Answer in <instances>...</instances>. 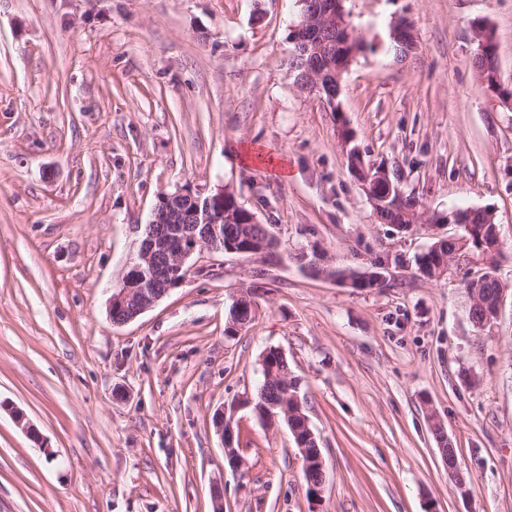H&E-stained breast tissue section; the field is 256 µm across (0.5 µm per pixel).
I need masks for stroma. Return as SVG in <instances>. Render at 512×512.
Returning <instances> with one entry per match:
<instances>
[{"label": "stroma", "instance_id": "stroma-1", "mask_svg": "<svg viewBox=\"0 0 512 512\" xmlns=\"http://www.w3.org/2000/svg\"><path fill=\"white\" fill-rule=\"evenodd\" d=\"M343 6L378 47L336 114L294 84L298 0H0V512H212L217 485L224 512H512V298L477 329L480 265L428 278L414 262L459 225L378 223L336 132L425 215L492 210L512 289V110L471 66L489 25L512 85V0ZM401 17L407 59L389 46ZM248 147L265 162L244 164ZM186 184L233 191L276 249L195 254L179 288L112 324L154 206ZM304 251L391 284L312 274ZM243 293L256 316L226 335ZM272 348L325 460L317 497L285 423L236 411V469L213 424ZM335 273L339 274L343 280L350 279L352 281V286L350 288L359 290L380 288L379 286L387 285L390 281V275L386 271L381 272L378 270H372L367 273V277H369L374 284L378 285L376 287H374L370 281L365 282L362 279L365 272L361 273L354 269H343L335 271Z\"/></svg>", "mask_w": 512, "mask_h": 512}]
</instances>
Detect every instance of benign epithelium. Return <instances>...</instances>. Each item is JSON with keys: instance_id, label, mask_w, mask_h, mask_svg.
I'll return each instance as SVG.
<instances>
[{"instance_id": "7a95c632", "label": "benign epithelium", "mask_w": 512, "mask_h": 512, "mask_svg": "<svg viewBox=\"0 0 512 512\" xmlns=\"http://www.w3.org/2000/svg\"><path fill=\"white\" fill-rule=\"evenodd\" d=\"M346 12L343 0H319L317 7L300 14L298 23L292 27L296 36L292 43L303 44L308 52H319L317 43L311 41L306 30L314 25L343 30L346 28ZM391 38L405 40L408 43L407 54L417 49L414 30L404 20H398L391 29ZM354 57L350 56L336 66V72L328 77H316L315 92L332 111L340 109L338 96L343 73L348 69ZM481 85L495 95L500 103L512 110V88L501 82L499 68L477 71ZM349 154L356 156L352 175L362 185L373 209L381 207L396 210L404 194L394 183L386 169L365 164L358 149ZM224 223V189L205 193L200 189L184 186L159 197L150 223L145 225L143 242L140 244L136 259L126 266L120 285L113 289L109 303V318L115 325H124L133 321L146 310L154 306L171 290L181 286L188 273L187 261L204 249L213 253H222L224 247L214 238L219 235V225ZM459 245V252L469 254L482 266L496 263L502 250L501 240L492 245L485 241L470 243L467 239L453 238ZM230 254L235 250L226 251ZM507 297L506 289H501L492 308L485 310L481 329H486L498 319ZM214 425L220 435L224 456L232 460L237 467L239 454L233 448L234 431L224 415L217 411Z\"/></svg>"}]
</instances>
